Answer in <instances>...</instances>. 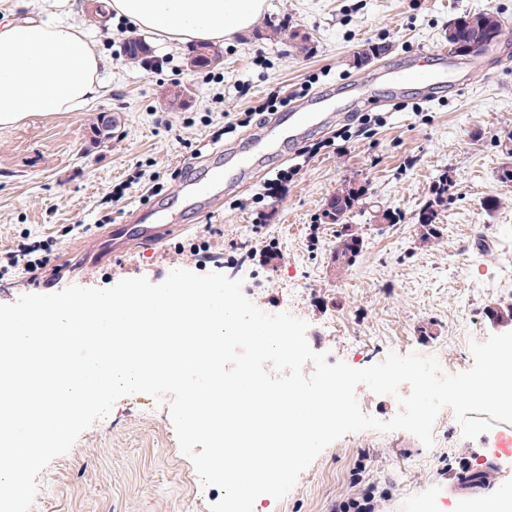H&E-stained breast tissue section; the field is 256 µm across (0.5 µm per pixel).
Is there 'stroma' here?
I'll return each instance as SVG.
<instances>
[{"mask_svg": "<svg viewBox=\"0 0 512 512\" xmlns=\"http://www.w3.org/2000/svg\"><path fill=\"white\" fill-rule=\"evenodd\" d=\"M51 18L82 28L109 61L100 73L106 96L96 108L35 116L0 128V257L19 245L40 243L39 258L58 269L52 281L27 274L0 279V303L68 286L107 288L124 278L162 282L176 268L220 272L243 281L242 290L264 312L289 311L307 322L310 347L354 368L389 354L435 357L442 373L474 363L472 343L494 334L490 307H512V187L496 180L505 157L499 145L512 132V37L479 57L461 58L465 89L427 102L410 96L407 108H376L367 131L341 122L310 136L315 149L262 168L252 183L224 194L200 217L185 211L186 231L159 249L138 248L96 268H73L142 205V186L157 181L163 196L177 191L182 167L215 147L241 144L257 126L240 114L271 96L292 94L301 83L346 85L374 76L407 55L425 59L448 49V24L460 15L492 12L512 21V0H267L265 17H287L309 41L267 38L264 23L225 42L222 62L191 67L192 46L148 37L150 63L127 60L129 25L114 16L90 18L85 0H0V13ZM384 53L361 66L364 45ZM190 90V104H169L171 83ZM115 116L112 137L94 140L100 114ZM295 175L283 196L266 198L265 182L279 171ZM456 182L441 215L442 238L419 247L414 215L443 173ZM346 180L363 185L366 199L352 221L364 237L357 262L335 273L330 261L336 227L319 216ZM500 198L486 211V198ZM401 214L377 224L375 211ZM483 234L486 250L475 246ZM441 447L425 448L400 430L380 440L355 432L326 447L280 500L264 495L254 512H336L339 502L374 496V512H416L418 503L463 501L454 483L464 466L488 470L469 497L497 493L505 477L486 469L498 432L464 438L451 409L437 417ZM194 465L182 454L168 403L145 394L115 402L110 414L81 433L70 451L37 476L31 512H209L221 489L198 488Z\"/></svg>", "mask_w": 512, "mask_h": 512, "instance_id": "35a3bbf8", "label": "stroma"}]
</instances>
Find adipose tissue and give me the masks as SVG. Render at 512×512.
Returning <instances> with one entry per match:
<instances>
[{"instance_id": "ef3b65f1", "label": "adipose tissue", "mask_w": 512, "mask_h": 512, "mask_svg": "<svg viewBox=\"0 0 512 512\" xmlns=\"http://www.w3.org/2000/svg\"><path fill=\"white\" fill-rule=\"evenodd\" d=\"M265 0H111L113 14L171 42L219 45L249 29ZM107 61L83 29L27 18L0 23V127L82 112L104 95Z\"/></svg>"}]
</instances>
